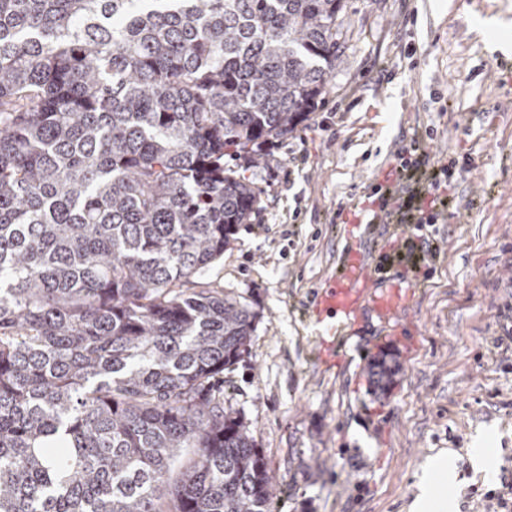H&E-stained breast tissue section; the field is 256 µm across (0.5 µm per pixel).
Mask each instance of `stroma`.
<instances>
[{
  "label": "stroma",
  "instance_id": "35a3bbf8",
  "mask_svg": "<svg viewBox=\"0 0 512 512\" xmlns=\"http://www.w3.org/2000/svg\"><path fill=\"white\" fill-rule=\"evenodd\" d=\"M345 49L325 93L262 159L238 169L260 190L223 257L197 279L260 318L251 353L224 373V405L252 430L276 481V512H408L428 457L449 454L447 512H479L480 492L512 473V356L495 348L512 305V0H344ZM420 140L431 161L469 158L433 236L428 272L400 250L411 225H373L362 247L397 289L383 320L363 309L336 352L313 298L336 271L353 209L397 184V155ZM398 367L375 395L367 368ZM487 448L486 471L472 449Z\"/></svg>",
  "mask_w": 512,
  "mask_h": 512
}]
</instances>
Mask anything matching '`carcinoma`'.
<instances>
[{"mask_svg": "<svg viewBox=\"0 0 512 512\" xmlns=\"http://www.w3.org/2000/svg\"><path fill=\"white\" fill-rule=\"evenodd\" d=\"M344 0H0V512H274L220 375L258 314L194 288ZM398 373L371 363L375 393Z\"/></svg>", "mask_w": 512, "mask_h": 512, "instance_id": "cac0c4a2", "label": "carcinoma"}]
</instances>
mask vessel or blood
I'll return each mask as SVG.
<instances>
[{
	"mask_svg": "<svg viewBox=\"0 0 512 512\" xmlns=\"http://www.w3.org/2000/svg\"><path fill=\"white\" fill-rule=\"evenodd\" d=\"M376 269L354 241H346L337 263L336 276L327 283L314 300L315 309L331 314L334 325L351 326L363 307L373 308L381 317H391L396 296L373 288Z\"/></svg>",
	"mask_w": 512,
	"mask_h": 512,
	"instance_id": "vessel-or-blood-1",
	"label": "vessel or blood"
}]
</instances>
